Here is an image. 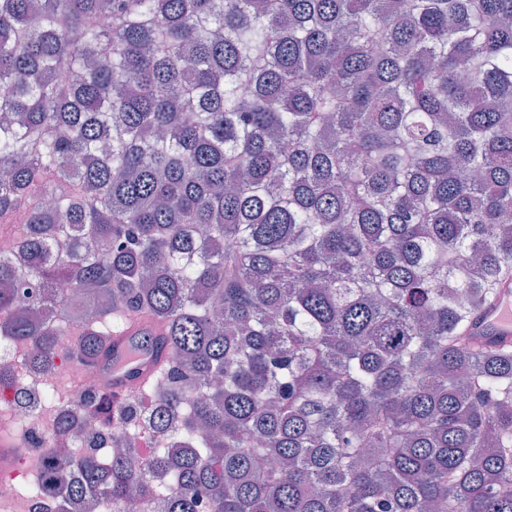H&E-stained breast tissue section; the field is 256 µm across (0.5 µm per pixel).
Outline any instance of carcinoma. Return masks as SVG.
<instances>
[{"instance_id": "carcinoma-1", "label": "carcinoma", "mask_w": 512, "mask_h": 512, "mask_svg": "<svg viewBox=\"0 0 512 512\" xmlns=\"http://www.w3.org/2000/svg\"><path fill=\"white\" fill-rule=\"evenodd\" d=\"M22 210L34 364L137 314L169 351L84 442L171 447L49 454L57 512H512V348L463 336L512 271V0H0Z\"/></svg>"}]
</instances>
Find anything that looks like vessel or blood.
<instances>
[{
    "label": "vessel or blood",
    "mask_w": 512,
    "mask_h": 512,
    "mask_svg": "<svg viewBox=\"0 0 512 512\" xmlns=\"http://www.w3.org/2000/svg\"><path fill=\"white\" fill-rule=\"evenodd\" d=\"M159 328L147 317L133 318L107 344L99 360L100 387L120 403L130 388L146 383L166 357L157 345ZM468 334L484 348L512 346V278L503 280L492 301L472 320Z\"/></svg>",
    "instance_id": "1"
}]
</instances>
